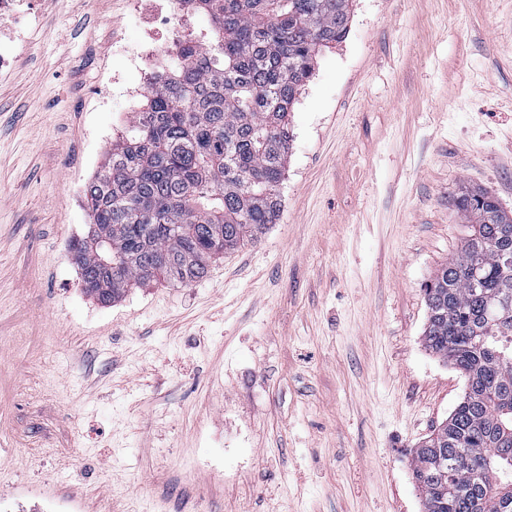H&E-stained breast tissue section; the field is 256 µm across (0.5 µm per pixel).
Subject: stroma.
<instances>
[{"mask_svg": "<svg viewBox=\"0 0 512 512\" xmlns=\"http://www.w3.org/2000/svg\"><path fill=\"white\" fill-rule=\"evenodd\" d=\"M134 0H37L0 71V512H423L411 451L464 377L422 344L512 211V0H353L291 114L282 210L184 286L83 289L84 190L128 126Z\"/></svg>", "mask_w": 512, "mask_h": 512, "instance_id": "stroma-1", "label": "stroma"}]
</instances>
